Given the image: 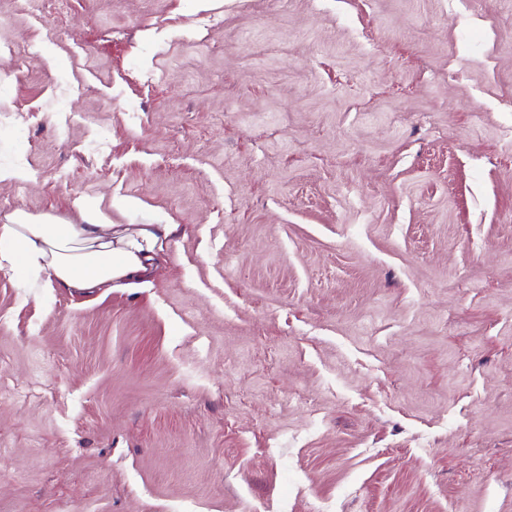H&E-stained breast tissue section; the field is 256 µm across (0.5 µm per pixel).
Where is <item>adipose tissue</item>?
<instances>
[{
    "label": "adipose tissue",
    "instance_id": "adipose-tissue-1",
    "mask_svg": "<svg viewBox=\"0 0 512 512\" xmlns=\"http://www.w3.org/2000/svg\"><path fill=\"white\" fill-rule=\"evenodd\" d=\"M78 224L17 213L0 224V271L48 280L79 293L138 280L154 264L175 224H115L93 204L76 200Z\"/></svg>",
    "mask_w": 512,
    "mask_h": 512
}]
</instances>
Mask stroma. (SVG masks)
I'll return each instance as SVG.
<instances>
[{"label":"stroma","instance_id":"stroma-1","mask_svg":"<svg viewBox=\"0 0 512 512\" xmlns=\"http://www.w3.org/2000/svg\"><path fill=\"white\" fill-rule=\"evenodd\" d=\"M0 512H512V0H0ZM141 201L130 211L127 199ZM82 224L16 213L0 224V271L44 279L75 292L141 280L177 224H112L93 204L76 200Z\"/></svg>","mask_w":512,"mask_h":512}]
</instances>
